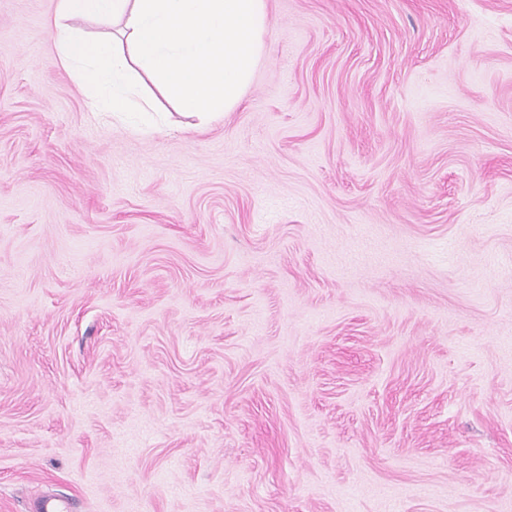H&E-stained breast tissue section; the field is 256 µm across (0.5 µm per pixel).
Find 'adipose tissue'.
Instances as JSON below:
<instances>
[{
	"mask_svg": "<svg viewBox=\"0 0 512 512\" xmlns=\"http://www.w3.org/2000/svg\"><path fill=\"white\" fill-rule=\"evenodd\" d=\"M83 19L115 22L120 41L89 35ZM266 23V0H58L51 36L91 111H129L138 69L183 114L205 121L241 101Z\"/></svg>",
	"mask_w": 512,
	"mask_h": 512,
	"instance_id": "obj_1",
	"label": "adipose tissue"
}]
</instances>
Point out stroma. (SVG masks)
Segmentation results:
<instances>
[{"label": "stroma", "mask_w": 512, "mask_h": 512, "mask_svg": "<svg viewBox=\"0 0 512 512\" xmlns=\"http://www.w3.org/2000/svg\"><path fill=\"white\" fill-rule=\"evenodd\" d=\"M55 9L0 0V512H512V0H266L154 134Z\"/></svg>", "instance_id": "35a3bbf8"}]
</instances>
